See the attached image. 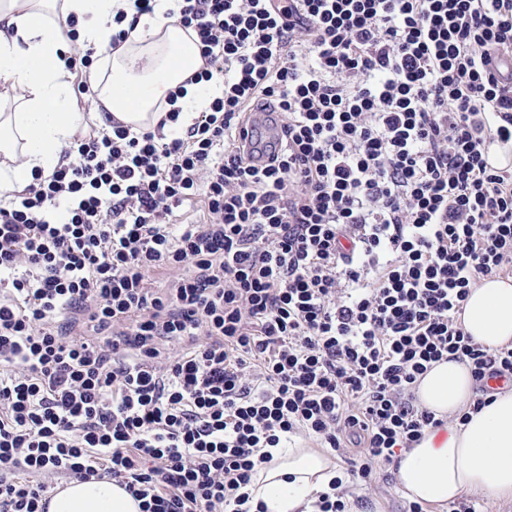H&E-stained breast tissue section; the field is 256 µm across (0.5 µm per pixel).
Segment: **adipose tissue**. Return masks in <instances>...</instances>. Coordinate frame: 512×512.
I'll return each mask as SVG.
<instances>
[{"mask_svg": "<svg viewBox=\"0 0 512 512\" xmlns=\"http://www.w3.org/2000/svg\"><path fill=\"white\" fill-rule=\"evenodd\" d=\"M122 0H0V95L13 111L0 113V156L16 168L0 175V194L23 190L33 172L49 174L59 155L85 124L75 94L70 57L106 42L108 25ZM175 0H158L153 15L141 18L124 46L102 57L88 77L95 94L91 110L109 112L133 127H155L163 111L176 107L182 123L208 99L191 75L202 65L193 31L170 17ZM76 20L77 41L62 33ZM176 102H169L171 91ZM466 331L489 347L512 343V279L488 278L473 288L461 315ZM474 381L461 362L443 361L421 378L420 403L451 416L466 407ZM251 485L254 500L268 512H309L317 492L328 490L335 471L312 448H275ZM398 483L413 501L442 504L467 491L512 497V390L505 389L466 424L448 427L445 437L429 433L403 453ZM48 512H139L135 501L108 478L76 480L54 495Z\"/></svg>", "mask_w": 512, "mask_h": 512, "instance_id": "obj_1", "label": "adipose tissue"}]
</instances>
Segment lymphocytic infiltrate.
<instances>
[{
    "label": "lymphocytic infiltrate",
    "mask_w": 512,
    "mask_h": 512,
    "mask_svg": "<svg viewBox=\"0 0 512 512\" xmlns=\"http://www.w3.org/2000/svg\"><path fill=\"white\" fill-rule=\"evenodd\" d=\"M180 2L206 107L170 137L78 133L0 202V512H46L55 475L265 512L252 477L297 438L350 462L312 512H349L444 426L414 393L433 363L471 370L461 423L512 381V346L460 319L512 273V172L486 160L512 143V0ZM255 112L279 135L260 166Z\"/></svg>",
    "instance_id": "lymphocytic-infiltrate-1"
}]
</instances>
